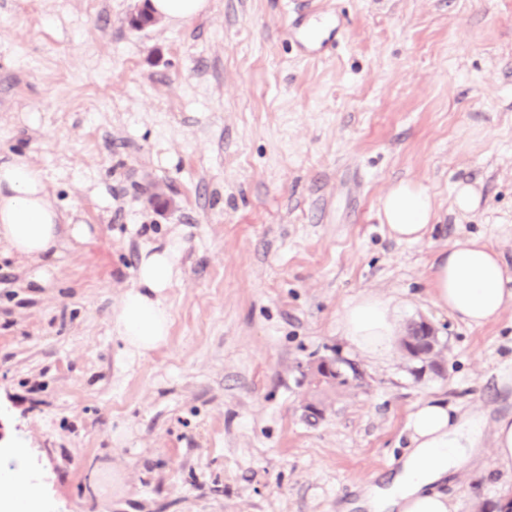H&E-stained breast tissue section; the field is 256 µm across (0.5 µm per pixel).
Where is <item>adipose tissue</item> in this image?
Segmentation results:
<instances>
[{"instance_id":"adipose-tissue-1","label":"adipose tissue","mask_w":512,"mask_h":512,"mask_svg":"<svg viewBox=\"0 0 512 512\" xmlns=\"http://www.w3.org/2000/svg\"><path fill=\"white\" fill-rule=\"evenodd\" d=\"M381 214L392 238L419 242L432 227V198L422 186L400 182L383 196ZM88 234L87 225L66 222L38 169L0 160V250L26 262V287L46 286L64 249ZM178 258L169 243L143 251L135 283L124 293L112 323L127 356H147L167 341L172 317L165 293L179 273ZM429 294L434 307L454 321L480 328L512 310V267L486 239L460 237L431 264ZM396 312L391 300L365 293L345 307L339 330L362 356L380 359L399 336ZM407 429L409 445L400 473L391 484L364 489L357 502L363 512H453L435 485L486 443L497 464L512 470V414L489 423L480 414L426 397L411 412Z\"/></svg>"}]
</instances>
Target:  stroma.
I'll return each mask as SVG.
<instances>
[{"label": "stroma", "instance_id": "35a3bbf8", "mask_svg": "<svg viewBox=\"0 0 512 512\" xmlns=\"http://www.w3.org/2000/svg\"><path fill=\"white\" fill-rule=\"evenodd\" d=\"M209 0L141 30V0H0V157L38 166L90 237L48 288L0 261V462L26 451L47 512H342L394 476L416 402L512 413V311L469 329L429 301L464 234L512 265V0ZM426 188L434 228L400 243L380 201ZM481 193L463 215L453 188ZM176 242L166 346L130 360L111 316L142 251ZM429 320L443 375L341 338L345 305ZM356 371L308 420L300 372ZM496 512L490 449L438 487Z\"/></svg>", "mask_w": 512, "mask_h": 512}]
</instances>
